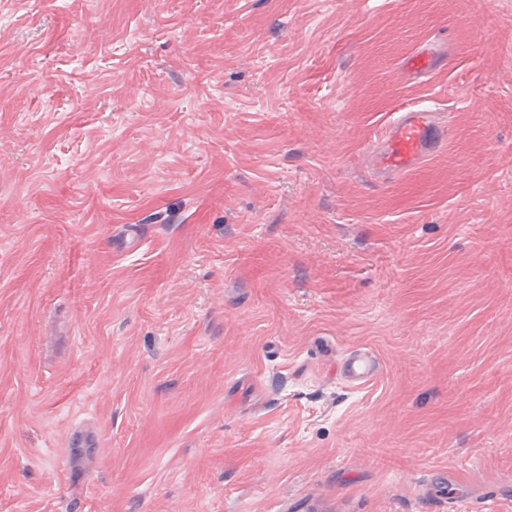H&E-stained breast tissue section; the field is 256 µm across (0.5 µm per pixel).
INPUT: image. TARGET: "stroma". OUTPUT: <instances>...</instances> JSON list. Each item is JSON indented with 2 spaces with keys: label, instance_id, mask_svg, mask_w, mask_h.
<instances>
[{
  "label": "stroma",
  "instance_id": "35a3bbf8",
  "mask_svg": "<svg viewBox=\"0 0 512 512\" xmlns=\"http://www.w3.org/2000/svg\"><path fill=\"white\" fill-rule=\"evenodd\" d=\"M0 512H512V0H0ZM406 106L388 122L372 146L375 170L389 176L417 167L447 140V129L437 120L432 106ZM345 371L352 381L364 384L373 377L375 364L366 354L356 353L347 359Z\"/></svg>",
  "mask_w": 512,
  "mask_h": 512
}]
</instances>
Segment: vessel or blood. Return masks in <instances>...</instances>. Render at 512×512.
Returning <instances> with one entry per match:
<instances>
[{"mask_svg": "<svg viewBox=\"0 0 512 512\" xmlns=\"http://www.w3.org/2000/svg\"><path fill=\"white\" fill-rule=\"evenodd\" d=\"M447 140L432 106L420 103L401 108L388 122L371 148L377 172L397 176L417 167ZM348 378L363 384L375 373L373 360L363 353L351 355L345 367Z\"/></svg>", "mask_w": 512, "mask_h": 512, "instance_id": "obj_1", "label": "vessel or blood"}]
</instances>
